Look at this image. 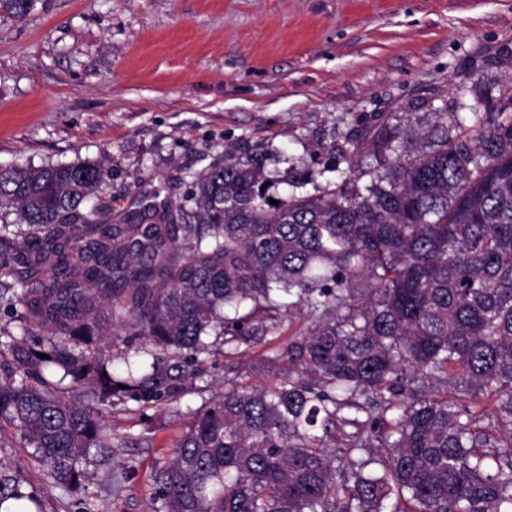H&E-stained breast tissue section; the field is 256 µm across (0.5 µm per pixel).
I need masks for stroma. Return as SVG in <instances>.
<instances>
[{"label": "stroma", "mask_w": 512, "mask_h": 512, "mask_svg": "<svg viewBox=\"0 0 512 512\" xmlns=\"http://www.w3.org/2000/svg\"><path fill=\"white\" fill-rule=\"evenodd\" d=\"M512 100V0H38L0 12V165L89 159L109 173L113 221L182 199V176L229 149L270 144L306 193L335 184L332 150L377 113L403 137ZM210 360L180 402L103 406L87 478L52 487L23 448H0L46 512H152V474L190 411L241 385L276 382L274 361L306 328Z\"/></svg>", "instance_id": "35a3bbf8"}]
</instances>
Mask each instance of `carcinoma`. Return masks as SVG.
I'll list each match as a JSON object with an SVG mask.
<instances>
[{
	"label": "carcinoma",
	"mask_w": 512,
	"mask_h": 512,
	"mask_svg": "<svg viewBox=\"0 0 512 512\" xmlns=\"http://www.w3.org/2000/svg\"><path fill=\"white\" fill-rule=\"evenodd\" d=\"M416 139L366 125L338 147L334 188L276 205L292 176L266 171L272 145L247 146L122 224L86 206L94 161L0 167V309L23 329L0 328V447L33 449L72 490L103 447L101 406L176 402L208 358L281 335L298 308L310 327L282 353L297 376L193 412L153 512H512V112ZM137 340L148 359L112 375L108 351ZM23 483L0 463V512H45Z\"/></svg>",
	"instance_id": "1"
}]
</instances>
